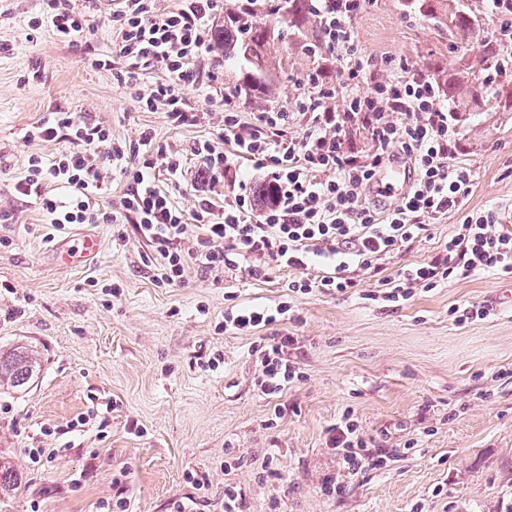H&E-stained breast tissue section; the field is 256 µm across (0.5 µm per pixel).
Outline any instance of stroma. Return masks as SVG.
Wrapping results in <instances>:
<instances>
[{
    "label": "stroma",
    "instance_id": "35a3bbf8",
    "mask_svg": "<svg viewBox=\"0 0 512 512\" xmlns=\"http://www.w3.org/2000/svg\"><path fill=\"white\" fill-rule=\"evenodd\" d=\"M73 4L93 27L78 44L43 23L44 0H0V351L24 346L40 363L27 385L0 387V462L22 477L0 512H101L118 500L128 512H172L177 500L192 512H224L228 488L239 512H512V306L494 304L512 276L453 280L398 307L318 289L292 299L293 274L276 267L213 276L191 264L181 283L160 287L134 224L55 227L17 193L30 156L49 163L68 147L29 138L48 112L105 122L116 146L150 129L193 173V145L223 133L220 94L192 84L182 94L201 115L196 124L175 127L164 110H143L139 95L165 71L143 70L129 89L93 66L115 45L112 13L100 0ZM460 13L462 28L453 24ZM483 21L482 0H366L353 21L364 53L449 87L456 158L476 172L462 211L391 254L382 272L359 271L362 288L441 253L465 213L495 210L512 230V76L474 82L491 45ZM252 22L269 30L262 71L243 59L225 68L219 51L194 64L199 77L228 85L257 76L240 102L243 122L270 107L291 110L310 71L335 84L334 56L307 53L315 19L261 9ZM86 233L99 239L95 259L59 258L65 240ZM228 292L240 305L286 300L292 309L261 329L227 331ZM472 304L487 316L455 322L451 309ZM286 333L296 338L288 357L301 378L263 395L260 348ZM214 357L219 367L208 368ZM348 409L364 455L385 456L383 468L348 475L328 448ZM411 437L418 445L405 449ZM33 448L47 458L32 462ZM330 483L343 493H327Z\"/></svg>",
    "mask_w": 512,
    "mask_h": 512
}]
</instances>
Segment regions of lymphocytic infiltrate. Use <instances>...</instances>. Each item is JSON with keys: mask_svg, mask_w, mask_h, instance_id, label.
Listing matches in <instances>:
<instances>
[{"mask_svg": "<svg viewBox=\"0 0 512 512\" xmlns=\"http://www.w3.org/2000/svg\"><path fill=\"white\" fill-rule=\"evenodd\" d=\"M365 0H309L322 40L339 66V87L320 83L295 101L293 111L276 108L257 113L252 129L242 127L240 94L224 96L222 140H204L193 149L201 161L202 178L193 222L171 202L156 181L165 171L172 186L186 176L182 159L168 153L151 131H142L128 148L113 147L115 158L130 157L124 174L128 189L116 210L101 209L108 191L97 149L111 144L112 132L80 112L53 111L31 131V138L68 139L70 151L51 165L30 159L28 176L17 192L34 200L53 224H121L133 222L162 262L156 276L161 285L180 282L187 264L205 272L244 269L261 276L269 266L294 271L289 292L306 295L313 289L343 293L357 287L362 269H380L391 253L426 233L430 224L461 210L476 180L472 167L455 158L457 118L428 75L406 65L387 69L377 77V63L358 47L353 20ZM112 22L118 30L115 55L120 61L118 82L136 81L140 71L164 68L165 82L142 98L144 109L165 108L173 125H192L199 118L181 88L196 83L192 63L210 48L209 34L223 8V0H179L172 11H161L157 0H120ZM45 19L57 36L68 42L86 37L90 26L68 0H46ZM344 89L343 111L328 102ZM304 116L301 132L292 126ZM362 119L375 146L361 155L343 137L346 123ZM410 160L414 181L403 203L383 211L367 201L365 191L377 180L393 155ZM247 159L240 167L238 159ZM273 188L263 208L252 198L254 176ZM53 181L55 194L44 190ZM224 185L223 202L210 189ZM512 274V231L498 226L495 211L466 214L444 252L430 260L378 279L368 297L400 306L417 291H431L451 279L477 274ZM289 310L233 307L224 313L225 327L251 332L276 322ZM296 339L277 337L262 353L259 386L262 393L281 392L298 380L296 366L285 356ZM330 448L340 451L345 469L355 474L365 466L382 467L384 457L365 459V442L352 411H345L330 431Z\"/></svg>", "mask_w": 512, "mask_h": 512, "instance_id": "f902f5d3", "label": "lymphocytic infiltrate"}]
</instances>
